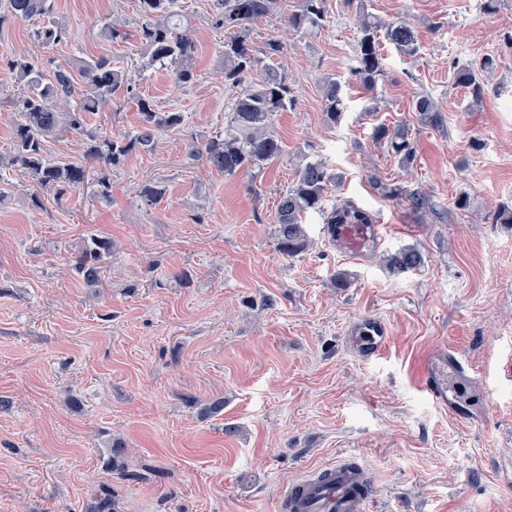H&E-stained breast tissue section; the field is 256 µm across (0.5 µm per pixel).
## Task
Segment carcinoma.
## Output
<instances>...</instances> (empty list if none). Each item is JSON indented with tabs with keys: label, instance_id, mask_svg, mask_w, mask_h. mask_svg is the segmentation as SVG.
<instances>
[{
	"label": "carcinoma",
	"instance_id": "cac0c4a2",
	"mask_svg": "<svg viewBox=\"0 0 512 512\" xmlns=\"http://www.w3.org/2000/svg\"><path fill=\"white\" fill-rule=\"evenodd\" d=\"M138 45L146 65L159 64L170 69L172 79L181 85L193 77V60L197 50L191 34L178 23L177 0H138ZM220 24L224 25V86L238 90L229 112L224 136L208 140L202 147L193 146L190 156L204 159L210 166L234 176L255 166L272 162L283 153V144L270 130L276 113L294 103L292 87L285 74L267 64L258 72L262 58L271 59L284 52L285 45L271 39L265 49L257 51L249 41L248 31L274 15L282 13L283 0H216ZM330 0H299L297 9L284 15V22L295 33L318 30L327 22ZM52 0H0V29L9 20L47 22L37 26L32 36L42 48L67 42L68 26L53 17ZM387 40L401 51L415 50L413 29L404 22L383 25L369 14L360 15L357 75L368 91H374L385 77L380 41ZM6 67L21 88L14 100L19 119L13 131L9 164L30 178L53 198L61 200L79 191L88 178L85 168L51 161L46 156L47 139L72 134L83 139L86 155L114 168L124 163L136 149L156 147L159 129L177 130L184 115L166 110L154 98L137 92L136 81L124 67L110 57L98 56L77 60L76 67H58L46 71L39 55H21L5 60ZM486 60L478 68L456 72V84L470 90L478 99L483 93L481 72L491 68ZM78 73L85 89L74 98L73 73ZM125 87L136 101L140 114V130L134 135L113 136L90 126L89 117L105 106L112 93ZM414 111L429 122H438L433 100L420 95L414 100ZM323 112L328 125L340 121L343 112L342 86L330 80L323 96ZM375 142L385 144L402 163H410L415 154L412 142L401 129L379 125L374 129ZM336 182L333 173L322 161H310L297 169L294 183L280 197L275 229L277 250L291 258L309 245L303 221L312 213L324 216L327 224H341L348 219L358 222L372 219L370 213L348 203L328 210L327 190ZM392 196L405 198L412 208L420 210L425 199L416 191L400 186L388 189ZM112 256V241L92 236L84 242L72 270L88 285L102 281L105 267L101 262ZM386 268L400 274L418 268L422 255L415 248H401L383 259ZM85 512H119L118 501L104 489L88 504Z\"/></svg>",
	"mask_w": 512,
	"mask_h": 512
}]
</instances>
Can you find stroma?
I'll list each match as a JSON object with an SVG mask.
<instances>
[{"mask_svg":"<svg viewBox=\"0 0 512 512\" xmlns=\"http://www.w3.org/2000/svg\"><path fill=\"white\" fill-rule=\"evenodd\" d=\"M53 4L72 39L42 50L47 69L112 56L184 123L117 168L88 159L80 137L49 139L51 159L92 178L61 202L0 177V512H85L105 485L121 512H280L289 483L349 452L375 469V512H512V484L497 471L512 455V378L499 372L512 362V224L494 215L512 208V0H330L327 25L311 34H284L276 17L254 25L256 47L283 36L273 65L294 104L274 118L280 158L232 177L188 155L223 134L233 102L214 0H178L197 44L191 85L103 39L115 20L135 33L138 0ZM362 10L406 22L417 43L413 54L382 43L386 76L372 92L356 75ZM487 58L476 99L455 74ZM331 80L345 103L333 126L322 112ZM422 94L439 124L414 112ZM90 123L131 135L140 115L121 89ZM381 124L407 129L410 165L373 140ZM305 159L339 178L327 206L350 202L388 225L379 254L344 258L316 214L310 248L278 252L277 204ZM102 176L108 204L94 195ZM146 181L164 186L158 204L142 199ZM393 184L423 194L425 208L390 196ZM92 235L113 249L90 287L70 266ZM406 247L420 268L380 264ZM340 272L349 287L337 286ZM365 315L392 332L372 364L344 336ZM443 349L486 383L449 376L452 413L420 386L421 361ZM217 399L223 412L201 418L200 404ZM118 442L125 469L113 472L105 462Z\"/></svg>","mask_w":512,"mask_h":512,"instance_id":"1","label":"stroma"}]
</instances>
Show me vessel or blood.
I'll return each mask as SVG.
<instances>
[{
    "label": "vessel or blood",
    "instance_id": "vessel-or-blood-1",
    "mask_svg": "<svg viewBox=\"0 0 512 512\" xmlns=\"http://www.w3.org/2000/svg\"><path fill=\"white\" fill-rule=\"evenodd\" d=\"M386 225L334 224L329 234L340 254L351 260L365 259L384 239ZM390 338L387 323L375 316H364L351 322L346 340L362 362L380 358ZM469 377L468 366L457 354L448 351L435 352L422 365L421 385L432 403L448 409V377ZM375 489L373 467L358 455L341 457L336 463L312 470L300 477L285 491L287 512H368Z\"/></svg>",
    "mask_w": 512,
    "mask_h": 512
}]
</instances>
